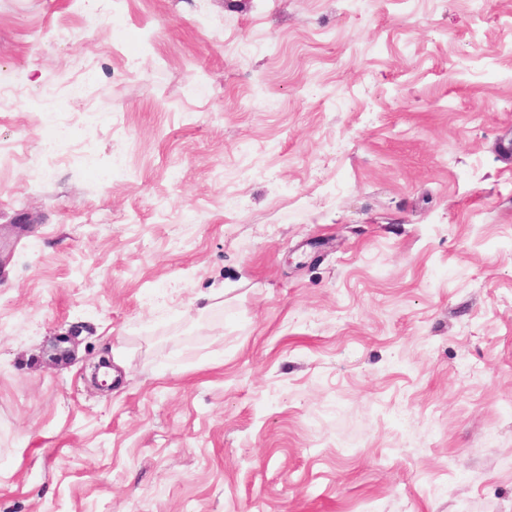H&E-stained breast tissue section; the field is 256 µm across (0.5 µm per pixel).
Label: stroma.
<instances>
[{
	"instance_id": "stroma-1",
	"label": "stroma",
	"mask_w": 512,
	"mask_h": 512,
	"mask_svg": "<svg viewBox=\"0 0 512 512\" xmlns=\"http://www.w3.org/2000/svg\"><path fill=\"white\" fill-rule=\"evenodd\" d=\"M1 76L0 512H512V0H0ZM72 141V129L68 123H56L53 135L46 139L42 150L53 162L62 153L63 149Z\"/></svg>"
}]
</instances>
